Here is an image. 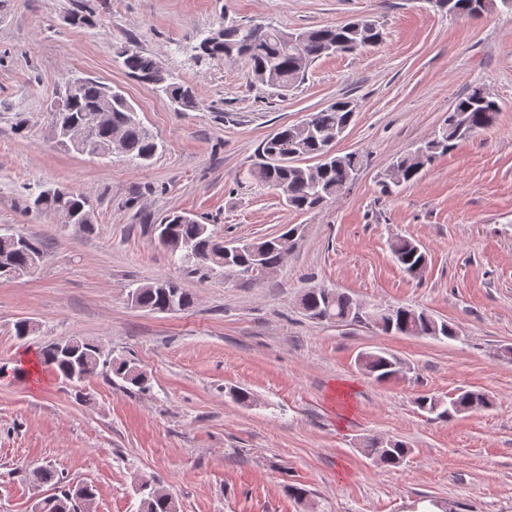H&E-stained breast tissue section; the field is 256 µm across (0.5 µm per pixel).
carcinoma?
Wrapping results in <instances>:
<instances>
[{"mask_svg": "<svg viewBox=\"0 0 512 512\" xmlns=\"http://www.w3.org/2000/svg\"><path fill=\"white\" fill-rule=\"evenodd\" d=\"M448 5V13L481 15L492 2L481 4V0H437ZM304 39L299 47L289 41L290 32L271 24L253 23L246 26L224 28V39L218 43L208 38L200 40L195 50L198 56L209 58L242 57L247 59L255 81L285 95L296 82L303 79L308 68L323 56L336 52L353 53L375 40L382 33L370 20H352L315 30H303ZM123 66L141 82L164 93L177 110L198 107L193 87L183 81H175L156 58L129 47L118 51ZM108 85L91 78L83 80L74 91L64 89L57 104L50 112L59 125L79 130L84 113L105 99ZM499 108L492 100H485L478 88L458 98L448 112L441 130L432 139L424 142L415 151L399 158L392 164L396 179L383 181L384 192L415 182L422 172L439 154L448 152L455 141L485 129L497 120ZM353 109L346 101H337L328 107L313 112L306 123L284 126L272 137L263 141L257 151L255 163L257 174L270 186L281 190L289 208L295 211H314L328 201L343 194L353 184L361 169V156L356 152L336 155L329 161L322 157L333 150L335 142L351 124ZM119 130L122 158L128 163L143 164L158 150L153 133L148 130L135 113L129 111L125 102L112 104L111 119L88 132L91 140L103 147L109 145L114 130ZM289 149L299 151L302 156L318 159L314 166H293L282 158ZM30 199L37 200L36 212L75 211L90 212V200L83 193L62 190L60 193L40 197L30 191ZM161 223L169 230L170 240L166 249L180 260L195 266V269H211L215 266L260 282L264 277L254 272L255 264L273 270L279 268L297 242L296 226L287 225L281 233L238 245V251L224 252V238L209 229L208 225L183 215L172 213L162 218ZM9 229L0 227V254L10 259L11 270L28 271L45 257L44 244L30 236V246L24 249L12 247L3 236ZM391 252L403 270L416 275L417 270L427 264V256L415 242L398 238L391 243ZM137 302L150 312L170 313L185 311L192 307L193 299L180 285L170 278H159L137 289ZM300 308L311 319L319 321H358V303L350 296L332 288L314 286L306 289L299 299ZM385 323L381 330L405 336H430L455 340L456 329L445 321H437L424 310L398 306L385 308ZM41 364L53 369L72 384H80L100 373L111 375L139 393L151 390L146 373L127 360H117L99 351V345L91 340L52 342L40 350ZM406 364L387 351L367 353L364 371L377 381L397 378L406 374ZM420 409L433 413L439 419H448L465 410L485 409L492 405L490 396L481 390H462L443 399L421 395L417 398ZM367 455L384 465L397 466L410 454L411 449L400 440L382 441L372 438L366 445ZM29 479L38 484L59 485L56 493L38 500L32 512H88L96 500L95 486L90 483L61 484L57 472L47 466H35L27 471ZM138 512H176L175 503L165 497L149 492L140 494Z\"/></svg>", "mask_w": 512, "mask_h": 512, "instance_id": "1", "label": "carcinoma"}]
</instances>
